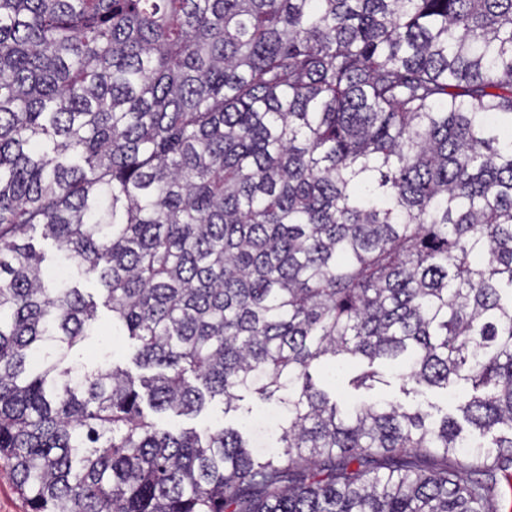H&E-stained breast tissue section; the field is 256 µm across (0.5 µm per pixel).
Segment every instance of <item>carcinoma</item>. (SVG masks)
<instances>
[{
	"label": "carcinoma",
	"instance_id": "carcinoma-1",
	"mask_svg": "<svg viewBox=\"0 0 512 512\" xmlns=\"http://www.w3.org/2000/svg\"><path fill=\"white\" fill-rule=\"evenodd\" d=\"M242 391L279 452L144 413ZM0 458L32 512H512V0H0ZM28 237L30 238L29 241L34 245L35 249L45 254V264L47 266H58L56 264L61 255V252L58 248V244L54 240L50 238L44 239L39 229L35 232H30ZM66 269V276L71 275L73 283L81 288L84 294H91L98 303V324L102 340L112 348V361L127 371L138 384L139 377L147 371L138 367L132 360V341L123 336L115 327L112 328L111 313L102 306L98 284L93 279L81 275L74 263L59 265ZM364 369V365L358 364L344 372L340 377L335 378L331 377L326 370L317 369L313 373V379L317 386L341 402L382 398L394 399L407 408L420 405L422 409L434 415L443 414L447 411L455 414L456 407L468 397V392L456 385H449L448 390L414 383L404 385V382L388 371L384 378L387 383L376 384L372 389L355 388L351 384V380ZM403 387L407 393L403 391Z\"/></svg>",
	"mask_w": 512,
	"mask_h": 512
}]
</instances>
